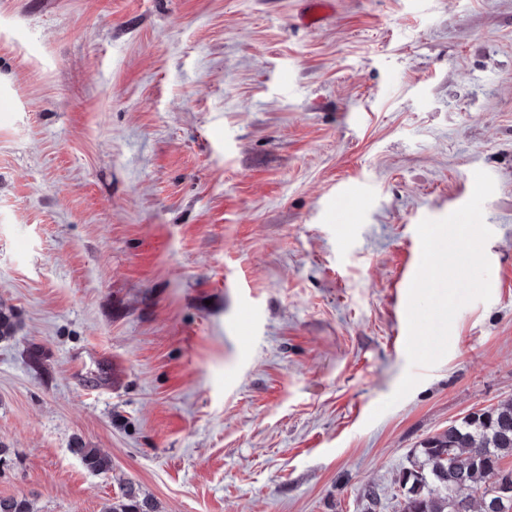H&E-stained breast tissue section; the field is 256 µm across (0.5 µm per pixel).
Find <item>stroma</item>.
Returning <instances> with one entry per match:
<instances>
[{
    "mask_svg": "<svg viewBox=\"0 0 512 512\" xmlns=\"http://www.w3.org/2000/svg\"><path fill=\"white\" fill-rule=\"evenodd\" d=\"M327 2L0 0V497L401 512L420 443L512 398V0ZM474 170L492 296L413 369L416 226ZM84 467L93 473H103L111 468V460L96 448H74Z\"/></svg>",
    "mask_w": 512,
    "mask_h": 512,
    "instance_id": "obj_1",
    "label": "stroma"
}]
</instances>
